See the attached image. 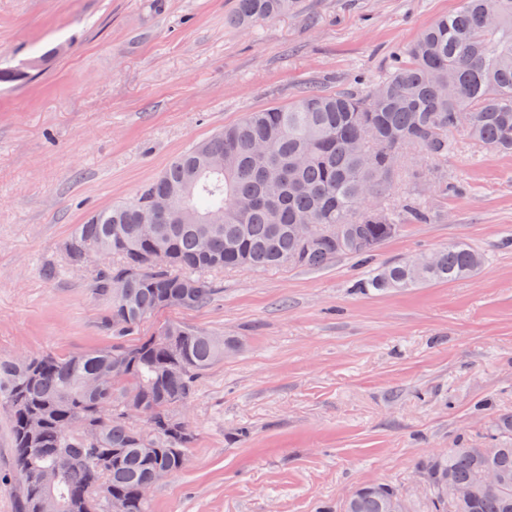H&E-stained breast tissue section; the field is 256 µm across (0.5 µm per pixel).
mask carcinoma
Wrapping results in <instances>:
<instances>
[{
	"label": "carcinoma",
	"instance_id": "cac0c4a2",
	"mask_svg": "<svg viewBox=\"0 0 512 512\" xmlns=\"http://www.w3.org/2000/svg\"><path fill=\"white\" fill-rule=\"evenodd\" d=\"M293 0H236L231 22L247 28L282 14ZM512 152V0H461L459 8L428 26L396 52L394 63L368 91L326 93L307 88L292 103L248 113L178 154L129 203L90 214L65 242L68 262L86 264L98 253L119 262L96 269L95 291L110 299L103 318L112 345L68 357L0 358V405L13 431L22 512H40L53 495L61 512H150L138 489L159 467L182 471L194 435L171 415L192 398L197 378L240 349L232 336H212L181 322L139 336L142 324L167 308H199L217 288L211 271L289 265L318 269L341 257L369 264L401 224H426L415 202L391 210L378 202L393 186L402 152L419 151L433 173V191L455 185L440 167L454 153L453 135ZM175 200L163 217L147 214L153 200ZM154 225L146 238L141 225ZM301 224H323L303 244ZM347 229L344 244L336 225ZM164 269L151 267L155 251ZM480 253L453 242L423 257L373 269L359 292L416 288L473 275ZM185 371L169 376L170 363ZM148 410L153 422L121 404ZM41 426L32 432L27 420ZM492 453L450 448L419 465L430 512H512V413H502L491 436ZM60 454L69 467L55 471ZM493 471L500 482L479 485ZM475 489L466 501L448 498V485ZM107 491L104 504L90 496ZM402 496L387 484L367 485L346 497L339 512H389Z\"/></svg>",
	"mask_w": 512,
	"mask_h": 512
}]
</instances>
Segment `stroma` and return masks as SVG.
Instances as JSON below:
<instances>
[{
	"label": "stroma",
	"instance_id": "1",
	"mask_svg": "<svg viewBox=\"0 0 512 512\" xmlns=\"http://www.w3.org/2000/svg\"><path fill=\"white\" fill-rule=\"evenodd\" d=\"M234 0H0V358L67 356L111 345L110 301L94 263L63 244L87 215L130 201L192 144L246 113L370 84L393 48L459 0H295L247 29ZM422 155L405 150L395 193L430 207L375 264L453 241L484 255L469 278L359 294L348 258L209 272L214 299L169 308L141 335L181 321L242 349L197 381L186 408L187 465L157 485L150 512H320L368 483L426 507L419 463L449 448L490 447L512 411V154L457 138L433 192ZM56 268L46 278L47 268ZM10 416L0 407V512H21Z\"/></svg>",
	"mask_w": 512,
	"mask_h": 512
}]
</instances>
